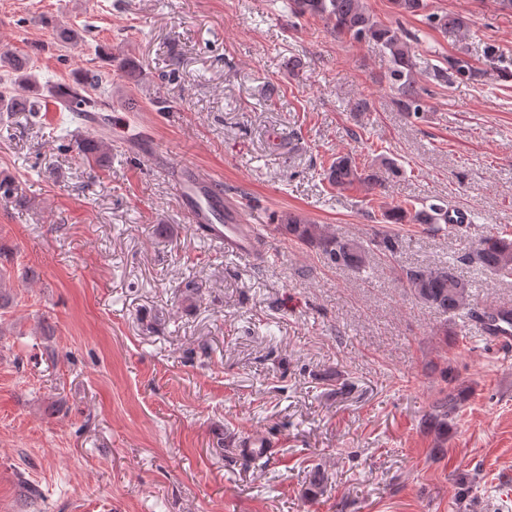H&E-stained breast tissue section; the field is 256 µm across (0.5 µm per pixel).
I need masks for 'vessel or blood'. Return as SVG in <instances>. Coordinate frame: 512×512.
Instances as JSON below:
<instances>
[{
    "instance_id": "obj_1",
    "label": "vessel or blood",
    "mask_w": 512,
    "mask_h": 512,
    "mask_svg": "<svg viewBox=\"0 0 512 512\" xmlns=\"http://www.w3.org/2000/svg\"><path fill=\"white\" fill-rule=\"evenodd\" d=\"M171 178L197 229L227 254L256 258L257 225L244 223L237 209L223 210L224 196L217 191L213 180L191 168L172 169ZM476 324L488 344L498 348L512 346L511 320L489 315L477 319Z\"/></svg>"
}]
</instances>
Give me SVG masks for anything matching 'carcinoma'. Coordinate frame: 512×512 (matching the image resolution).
Segmentation results:
<instances>
[{"mask_svg": "<svg viewBox=\"0 0 512 512\" xmlns=\"http://www.w3.org/2000/svg\"><path fill=\"white\" fill-rule=\"evenodd\" d=\"M391 3L395 13L422 15L429 28L442 33L462 31L467 27L460 15L427 11L426 0H391ZM289 14L297 20L307 16L318 17L338 37L351 42L372 43L387 61V78L396 92L399 109L415 118L425 111L424 89L418 85L411 44L397 28L375 20L367 0H290ZM55 38L62 44H71L83 40V35L75 26L59 23L55 26ZM3 59L11 72L17 75L15 84L24 90L36 85L31 58L5 52ZM116 67L135 82L146 78L142 66L129 58L118 59ZM473 74L469 59L463 56L448 58V78H464ZM105 85L101 72L86 70L75 81L54 86L58 110L68 113L70 122H93L99 126L101 135H87L77 142L79 153L91 169L107 166L110 159V148L103 134L110 131L111 118L100 114L103 101L93 96L95 91H104ZM43 108V101L38 97H29L7 87L0 91V112H28L38 118ZM324 177L330 185L340 189H348L358 182L374 188H386L385 180L377 172L358 169L348 156L336 157L324 170ZM20 198L18 182L11 176L1 177L0 204L17 202ZM381 217L386 224H446L448 207L437 203L414 211L398 207L382 212ZM279 221L288 235L313 245L330 262L352 271L366 268L368 258L374 251L384 255L396 251V243L390 237H377L366 248L355 240L327 235L319 225L299 212H284L279 216ZM462 260L476 263L482 270L499 278L512 277V238L503 234L484 235L473 250L462 256ZM403 281L418 301L445 316L459 311L468 296V281L457 273L452 261L437 269H408L403 273ZM465 398L466 392L462 388L448 390V396L429 415L428 423L438 430L447 431L449 420L453 419Z\"/></svg>", "mask_w": 512, "mask_h": 512, "instance_id": "1", "label": "carcinoma"}]
</instances>
